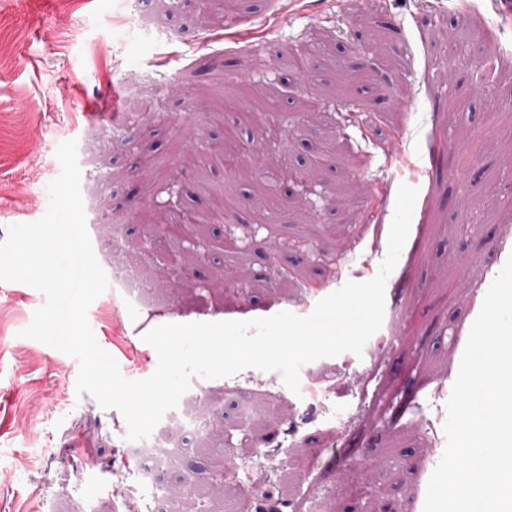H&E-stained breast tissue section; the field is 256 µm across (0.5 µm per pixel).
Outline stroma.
<instances>
[{"instance_id": "1", "label": "stroma", "mask_w": 512, "mask_h": 512, "mask_svg": "<svg viewBox=\"0 0 512 512\" xmlns=\"http://www.w3.org/2000/svg\"><path fill=\"white\" fill-rule=\"evenodd\" d=\"M188 10L193 30L147 28L139 0H0V241L48 209L58 146L77 143L86 227L104 272L136 254L178 265L149 284L144 306L100 295L87 318L130 380L151 376L156 350L137 316L163 323L250 320L317 302L377 273L394 204L378 185L417 188L409 233L385 282L380 329L362 353L304 364L291 391L276 371L193 378L186 396L226 448L150 452L126 438L115 409L77 395L79 362L22 337L46 296L0 281V512H151L188 498L193 512H257L266 486L279 512H424L447 445V401L493 275L512 256V76L474 77L488 51L512 69V11L499 0H158ZM313 59L315 78L283 58ZM271 91L252 120L226 94ZM313 170L282 177L273 208L252 206L247 179L210 151ZM202 217L180 264L156 220ZM122 243H107L113 227ZM234 237L238 252L224 251ZM472 270H464V263ZM229 400L256 417L255 446L222 421ZM277 417L266 415L268 405ZM163 460L141 479L128 460ZM234 467H227V460Z\"/></svg>"}]
</instances>
